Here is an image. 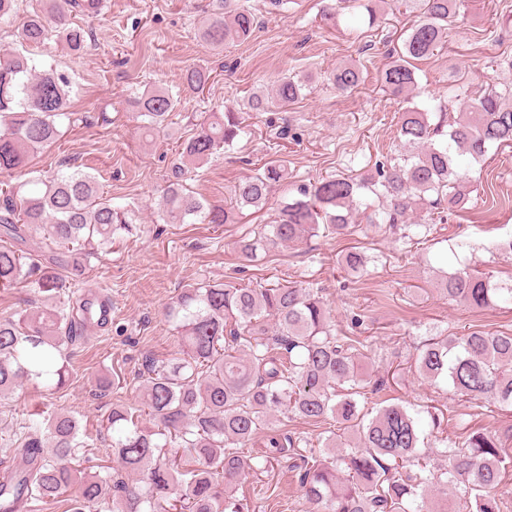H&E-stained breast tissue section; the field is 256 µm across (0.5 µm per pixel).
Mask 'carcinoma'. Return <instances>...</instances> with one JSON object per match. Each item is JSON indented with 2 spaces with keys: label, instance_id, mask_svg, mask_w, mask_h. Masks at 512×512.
<instances>
[{
  "label": "carcinoma",
  "instance_id": "obj_1",
  "mask_svg": "<svg viewBox=\"0 0 512 512\" xmlns=\"http://www.w3.org/2000/svg\"><path fill=\"white\" fill-rule=\"evenodd\" d=\"M420 12L397 58L383 74L386 89L408 98L416 90L414 60L434 54L458 16L460 0H392ZM87 14L99 0H64L44 14H33L18 33L19 42L40 47L52 37L80 53L87 46L83 28L72 25L65 6ZM256 25L240 0H212L201 28L214 48L230 39L245 41ZM210 74L186 70L182 86L203 91ZM343 92L356 89L360 70L336 67L331 75ZM306 83L281 80L273 92L254 93L248 108L268 111L295 102ZM69 80L56 69H38L19 51L0 54V173L26 168L35 154L59 138L58 120L67 118ZM147 137L165 131L178 96L156 90L133 98ZM244 133L235 110L201 117L182 157L204 162L233 146ZM398 156L379 164L368 178L336 174L303 185L299 197L281 203L263 231L239 243L250 260L260 250L302 242L321 233L345 235L362 190L378 204L368 222L422 239L441 213L465 200L470 169L489 150L512 143V87L486 89L453 117L438 105L401 109L396 129ZM184 168L164 188L161 220L185 224H235L245 207L262 209L284 177L276 161L239 181L230 203L202 200L183 185ZM137 221L135 207L120 206L100 191L98 177L74 170L0 188V236L21 241L29 232L71 253L83 275L89 258L112 247V238ZM347 272L368 273L357 250L342 258ZM25 283L41 300L39 310L0 318V398L27 382L47 396L69 379V348L81 338L96 309L76 284L39 265L24 253L0 245V288ZM439 287L451 300L475 309L512 305V287L477 269L439 271ZM180 335L182 357L145 365L140 406L116 404L106 417L112 432V465L84 466L91 436L63 409L41 411L19 426L13 455L21 463L0 476V512L19 503L64 499L66 512H244L233 488L290 452L303 460L301 486L306 512H423L432 492L463 484L462 512H500L494 490L512 474V448L490 432L469 430L445 444L442 472L427 469L421 447V411L400 404L366 409L365 379L359 373L363 343L337 337L322 289L311 283H277L269 288L233 282L201 281L182 289L166 310ZM419 375L443 382L470 400L512 408V333L472 331L435 336L417 348ZM331 419L351 433L349 448L315 450L309 441L274 424L279 418ZM260 452L245 456L244 446Z\"/></svg>",
  "mask_w": 512,
  "mask_h": 512
}]
</instances>
